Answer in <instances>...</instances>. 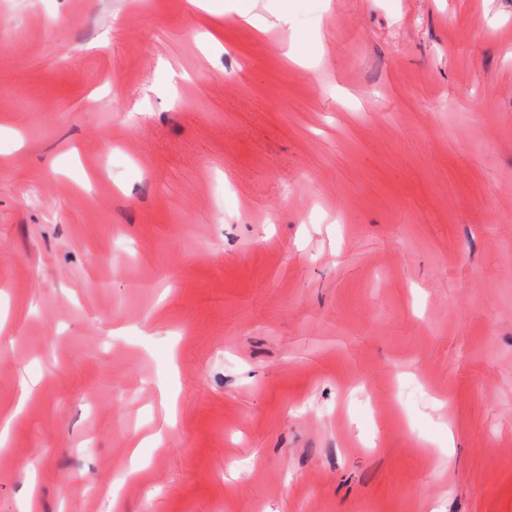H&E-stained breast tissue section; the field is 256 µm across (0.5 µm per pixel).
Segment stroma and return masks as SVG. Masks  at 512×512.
Listing matches in <instances>:
<instances>
[{
  "label": "stroma",
  "instance_id": "1",
  "mask_svg": "<svg viewBox=\"0 0 512 512\" xmlns=\"http://www.w3.org/2000/svg\"><path fill=\"white\" fill-rule=\"evenodd\" d=\"M223 2L0 0V512H512V0Z\"/></svg>",
  "mask_w": 512,
  "mask_h": 512
}]
</instances>
